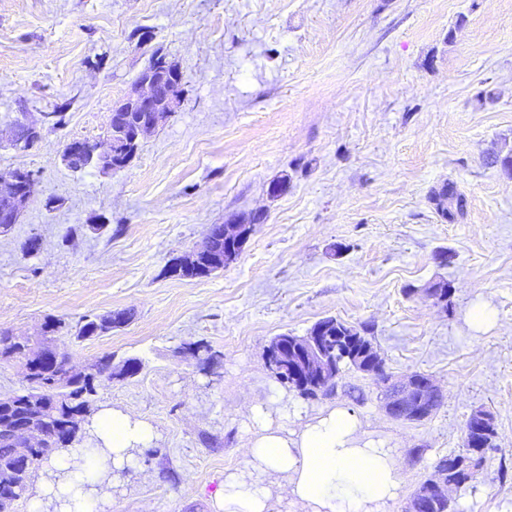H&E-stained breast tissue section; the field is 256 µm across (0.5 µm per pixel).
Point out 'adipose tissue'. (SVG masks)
Returning a JSON list of instances; mask_svg holds the SVG:
<instances>
[{"label":"adipose tissue","mask_w":512,"mask_h":512,"mask_svg":"<svg viewBox=\"0 0 512 512\" xmlns=\"http://www.w3.org/2000/svg\"><path fill=\"white\" fill-rule=\"evenodd\" d=\"M260 429L248 440L240 468L227 473L214 496L217 512H276L288 501L297 512H385L402 487L393 449L374 440L355 413L336 406L284 431L265 422L263 406L250 410ZM91 448H63L50 460L59 481L49 482L29 500L42 512L44 499L60 512H99L87 484L135 464L134 452L154 439L146 420L110 408L94 414Z\"/></svg>","instance_id":"ef3b65f1"}]
</instances>
